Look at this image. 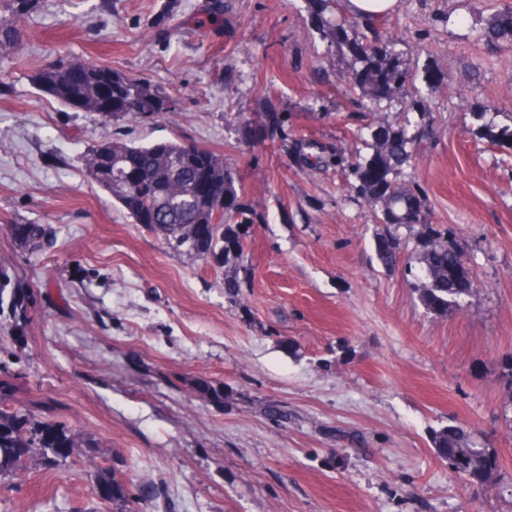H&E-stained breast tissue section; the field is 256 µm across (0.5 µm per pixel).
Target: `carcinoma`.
<instances>
[{
	"instance_id": "1",
	"label": "carcinoma",
	"mask_w": 512,
	"mask_h": 512,
	"mask_svg": "<svg viewBox=\"0 0 512 512\" xmlns=\"http://www.w3.org/2000/svg\"><path fill=\"white\" fill-rule=\"evenodd\" d=\"M38 0H0V57L14 50L21 38L19 22ZM374 17L351 22L336 8L326 21L328 36L339 49H347L351 74L362 100L372 104L393 99L407 80L400 68L396 43L383 52L364 50L367 32H375ZM33 83L62 104L87 112L102 98L111 100L108 122L155 119L168 111L172 100L160 89L93 61L59 58L36 72ZM425 132L405 125L393 129L379 124L372 131V153L349 158L336 152V164L353 169L355 191L368 204H381L385 229L377 234L379 262L394 268L400 259V228L416 224L422 199L410 187L393 184L389 175L412 155ZM88 175L137 224L164 236L172 247L192 258L227 264L244 258L247 226L255 210L246 199L244 185L224 165V156L194 143L179 140L132 144L103 142L84 156ZM13 242L25 249L43 246L49 230L44 224H17ZM416 248L425 282L421 300L427 309L446 313L460 306V299L474 291V283L460 259V250L448 230L422 224ZM8 315L17 329L31 320V293L10 266L0 264V316ZM13 386L0 381V475L12 473L38 456L53 462L52 449L66 442L72 448H89L67 427L40 421L21 409L6 406ZM441 458L468 487L484 488L500 468L498 455L480 446L463 426L443 430L435 437Z\"/></svg>"
}]
</instances>
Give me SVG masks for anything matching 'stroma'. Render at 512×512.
<instances>
[{
  "label": "stroma",
  "instance_id": "35a3bbf8",
  "mask_svg": "<svg viewBox=\"0 0 512 512\" xmlns=\"http://www.w3.org/2000/svg\"><path fill=\"white\" fill-rule=\"evenodd\" d=\"M509 7L400 0L377 25L426 91L375 113L429 132L390 178L422 190L423 223L447 228L477 283L440 315L405 278L415 229L384 268L381 208L333 162L371 148L319 0H41L0 59V261L34 310L19 342L0 319V365L36 419L96 445L0 477V512H120L109 476L138 512H512V149L485 136L512 127V40L485 37ZM61 56L174 105L118 123L68 109L31 81ZM268 112L287 115L286 136L263 134ZM170 139L223 155L244 183L242 262L174 251L87 176L94 144ZM303 150L321 166H300ZM28 223L51 227L34 253L9 235ZM458 423L500 459L476 495L435 448Z\"/></svg>",
  "mask_w": 512,
  "mask_h": 512
}]
</instances>
